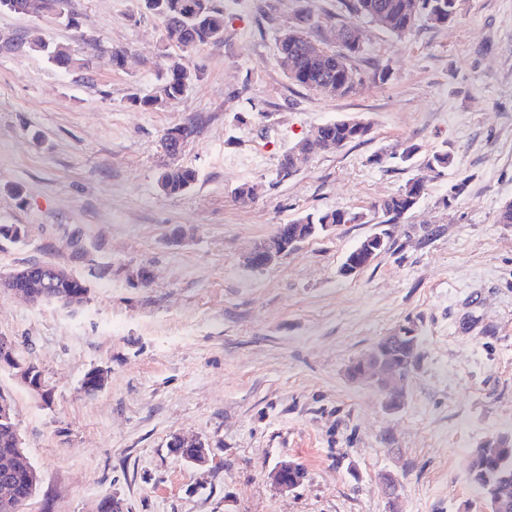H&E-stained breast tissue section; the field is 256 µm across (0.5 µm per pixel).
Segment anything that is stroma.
I'll use <instances>...</instances> for the list:
<instances>
[{
	"label": "stroma",
	"mask_w": 512,
	"mask_h": 512,
	"mask_svg": "<svg viewBox=\"0 0 512 512\" xmlns=\"http://www.w3.org/2000/svg\"><path fill=\"white\" fill-rule=\"evenodd\" d=\"M217 2L223 39L189 56L200 80L156 108L138 100L158 86L165 34L142 0H69L74 28L0 12V224L23 231L0 241V273L53 263L90 286L73 309L0 289V336L52 390L43 403L0 370L40 475L29 512H94L108 493L123 512H389L387 473L399 512H488L464 466L512 434V224L499 221L512 203V0H458L448 25L402 37L339 0ZM302 8L320 42L357 26L355 92L306 90L277 65V36ZM37 40L88 69H58ZM336 119L371 130L279 177L288 150ZM176 126L189 136L173 161L162 137ZM412 144L454 163H394ZM174 162L198 178L167 195L158 179ZM417 175L427 192L389 249L343 277L347 252L381 229L378 202ZM335 210L364 221L246 265L278 225ZM399 327L419 336L420 359L392 412L347 369ZM95 368L108 378L89 396ZM177 436L207 442L208 462L178 458ZM284 460L305 469L297 489L268 477Z\"/></svg>",
	"instance_id": "35a3bbf8"
}]
</instances>
